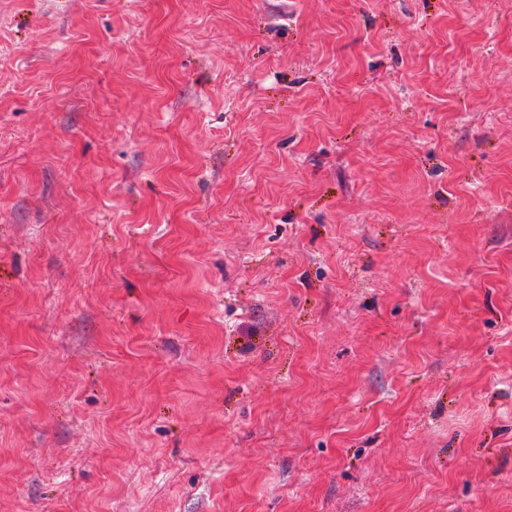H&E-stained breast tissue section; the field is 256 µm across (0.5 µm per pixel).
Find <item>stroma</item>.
Instances as JSON below:
<instances>
[{"label":"stroma","mask_w":512,"mask_h":512,"mask_svg":"<svg viewBox=\"0 0 512 512\" xmlns=\"http://www.w3.org/2000/svg\"><path fill=\"white\" fill-rule=\"evenodd\" d=\"M0 512H512V0H0Z\"/></svg>","instance_id":"obj_1"}]
</instances>
